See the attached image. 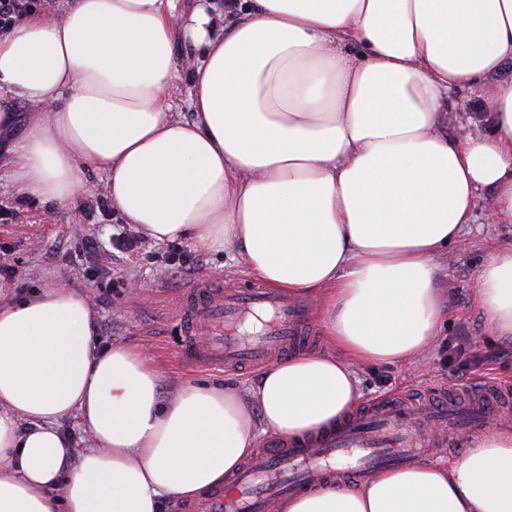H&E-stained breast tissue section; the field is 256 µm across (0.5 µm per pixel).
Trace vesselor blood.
Instances as JSON below:
<instances>
[{
    "label": "vessel or blood",
    "mask_w": 512,
    "mask_h": 512,
    "mask_svg": "<svg viewBox=\"0 0 512 512\" xmlns=\"http://www.w3.org/2000/svg\"><path fill=\"white\" fill-rule=\"evenodd\" d=\"M259 311L269 315L261 331L253 337L242 335L240 325ZM179 317L185 362L239 369L267 366L299 345L309 310L260 284L226 288L205 280L184 296ZM498 410L494 399L467 406L453 390L420 401L388 396L318 439L296 442L288 451L271 444L228 486L210 494L204 512H267L272 500L311 488L319 478L363 480L375 471L408 465L425 453L418 426H438L451 433L474 431L494 420Z\"/></svg>",
    "instance_id": "obj_1"
}]
</instances>
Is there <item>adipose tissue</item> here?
Segmentation results:
<instances>
[{"label": "adipose tissue", "mask_w": 512, "mask_h": 512, "mask_svg": "<svg viewBox=\"0 0 512 512\" xmlns=\"http://www.w3.org/2000/svg\"><path fill=\"white\" fill-rule=\"evenodd\" d=\"M512 0H69L0 34V127L18 195L69 209L91 174L157 242L233 252L321 307L327 351L269 365L244 389L164 397L135 345L99 349L81 289L0 303V512H166L237 473L263 436L303 438L358 405L354 368L420 370L448 311L441 260L479 192L512 224ZM189 75L191 118L174 113ZM481 121L443 123L452 95ZM472 303L512 343V244ZM76 415L91 443L58 430ZM272 512H512V429L449 464L322 484ZM453 98L457 102V112L454 113L457 116V120L464 121L467 118L478 120L481 118L480 112H483L482 104L475 94L456 93ZM457 120H452L448 124V135L455 134ZM13 104H14V110H15V114H16V120H15V123L13 124L12 128H10L9 130H6V131L1 130V132H0L1 150H2V145L4 143L13 141L14 139H16V137H18L22 134L24 128L27 125L28 119L32 114L31 106L25 100L15 96L13 99Z\"/></svg>", "instance_id": "adipose-tissue-1"}]
</instances>
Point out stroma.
Wrapping results in <instances>:
<instances>
[{"label": "stroma", "mask_w": 512, "mask_h": 512, "mask_svg": "<svg viewBox=\"0 0 512 512\" xmlns=\"http://www.w3.org/2000/svg\"><path fill=\"white\" fill-rule=\"evenodd\" d=\"M120 215L97 189L74 209L18 197L10 172L0 166V266L14 278H0V299L31 297L45 288H84L95 313L99 345L131 343L156 362L164 391L183 383L245 386L255 369L220 371L194 367L180 359L183 331L177 310L196 281L223 279L245 287L254 281L233 253L211 252L190 241L158 243L142 239L132 253L115 248L123 231ZM94 239L96 251L81 246ZM465 244L448 249L440 273L448 290V315L425 369L412 373L397 364L356 367L362 404L394 393L416 396L454 385L492 381L512 392V345L487 330L471 303L473 280L490 252L512 243V224L488 223L476 207Z\"/></svg>", "instance_id": "1"}]
</instances>
